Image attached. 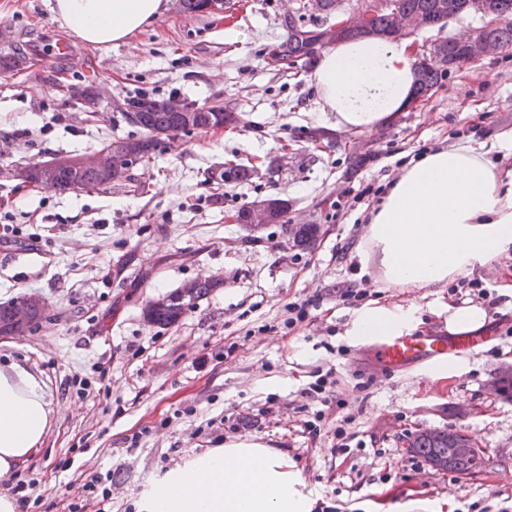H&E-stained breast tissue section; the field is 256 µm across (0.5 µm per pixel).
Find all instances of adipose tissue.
Returning <instances> with one entry per match:
<instances>
[{"instance_id": "adipose-tissue-1", "label": "adipose tissue", "mask_w": 512, "mask_h": 512, "mask_svg": "<svg viewBox=\"0 0 512 512\" xmlns=\"http://www.w3.org/2000/svg\"><path fill=\"white\" fill-rule=\"evenodd\" d=\"M168 0H53L61 26L96 48L119 44L152 24ZM409 41L358 37L325 47L309 80L333 126L364 133L407 111L416 95ZM512 129L479 144L438 148L410 160L371 211L360 256L376 288H442L512 253V169L498 154ZM417 309L372 299L352 313L350 344L412 332ZM53 411L41 382L12 363L0 367V478L43 443ZM292 463L256 439H232L193 455L148 490L146 512H311Z\"/></svg>"}]
</instances>
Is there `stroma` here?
<instances>
[{"instance_id":"stroma-1","label":"stroma","mask_w":512,"mask_h":512,"mask_svg":"<svg viewBox=\"0 0 512 512\" xmlns=\"http://www.w3.org/2000/svg\"><path fill=\"white\" fill-rule=\"evenodd\" d=\"M292 16L323 19L312 0H234L233 9L198 14L170 0L118 45L69 38L68 60L35 55L0 76V302L36 294L47 305L35 331L0 341V366L26 367L55 410L41 448L0 479V491L16 478L35 481L40 499L26 512H64L55 489L81 501L86 477L107 470L110 512H140L165 471L240 436L295 465L312 512H466L474 502L498 512L512 495V397L490 390L512 364L511 257L477 276L496 299L487 308L495 340L460 376L430 380L422 363L382 369L371 345L344 336L353 309L379 296L415 304L422 334L446 330L449 306L478 302L458 280L439 291L372 287L358 246L372 207L410 159L512 128V48L453 68L424 105L390 125L344 133L319 112L309 67L268 63ZM49 35L68 38L49 0H0V55ZM87 88L103 94L92 118L79 98ZM173 89L199 106L223 103L243 126L178 135L125 181L91 190L60 193L6 175L133 134L115 103ZM321 128L329 137L305 138ZM235 157L259 167L253 184L212 182L210 172ZM274 158L281 168L271 176ZM269 195L288 199V222L250 237L233 215ZM302 224L320 227L307 250L290 234ZM215 276L223 287L179 324L144 321L149 300ZM309 298L308 316L289 322V303ZM326 372L325 392L309 394ZM318 412L325 420L313 436ZM451 423L477 439L481 468L453 476L410 452L419 430ZM67 457L71 466L59 468Z\"/></svg>"}]
</instances>
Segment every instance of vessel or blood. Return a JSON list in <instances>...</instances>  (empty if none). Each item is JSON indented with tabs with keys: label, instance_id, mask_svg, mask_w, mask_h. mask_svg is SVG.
Listing matches in <instances>:
<instances>
[{
	"label": "vessel or blood",
	"instance_id": "1",
	"mask_svg": "<svg viewBox=\"0 0 512 512\" xmlns=\"http://www.w3.org/2000/svg\"><path fill=\"white\" fill-rule=\"evenodd\" d=\"M490 342V337L479 333L426 336L411 332L384 338L376 345L374 357L383 368L395 370L412 363H428L451 356H474Z\"/></svg>",
	"mask_w": 512,
	"mask_h": 512
}]
</instances>
